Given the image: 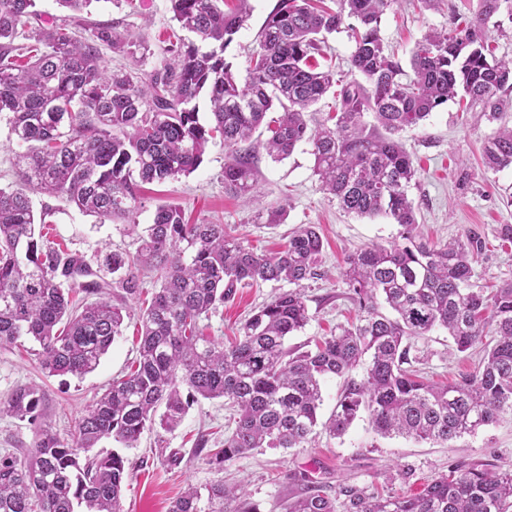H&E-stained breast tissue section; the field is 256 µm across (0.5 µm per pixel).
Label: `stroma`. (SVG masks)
<instances>
[{
	"instance_id": "35a3bbf8",
	"label": "stroma",
	"mask_w": 512,
	"mask_h": 512,
	"mask_svg": "<svg viewBox=\"0 0 512 512\" xmlns=\"http://www.w3.org/2000/svg\"><path fill=\"white\" fill-rule=\"evenodd\" d=\"M276 2L251 0L252 15L225 53L237 73L245 72L249 52ZM478 7L479 0H439L431 9L419 0H397L381 18V35L405 63L427 33L469 20ZM100 23L117 27L130 43L124 50L101 46L103 65L130 72L138 82L164 68L171 57L169 38L180 31L170 0H96L82 16L79 35L92 38ZM503 100L501 121L488 119L479 111H461L451 101L420 125L398 135L417 169L409 196L415 205L419 233L435 244L480 240L483 249L474 265L473 282L482 288L512 280V245L502 246L499 239L500 226L512 225V206L502 196L504 190H512V169L495 172L483 165L488 136L499 122L512 123V92L504 94ZM226 158L224 147L215 145L209 147L194 172L163 184L144 185L125 219L101 223L65 199L38 193L31 199L35 210L48 212L50 239L66 243L71 252L101 264L110 251L136 252L139 240L131 225L147 228L162 205L182 207L194 224L224 225L260 253L280 250L298 225H317L324 250L319 277L306 283L310 320L288 338L287 345L304 348L338 327L358 322L363 313L349 297L343 275L345 259L367 245L393 241L398 225L385 217L368 219L344 213L334 197L320 191L309 145L298 146L280 162L258 151V201L254 204L225 193ZM282 204L288 207L285 223H260L258 209ZM286 288L283 282H266L238 289L233 299L202 319L205 334L216 342H228L240 322ZM138 324L137 317L127 318L123 335L100 366L82 378L47 375L35 356L34 342H27L22 351L0 348V403L6 402L18 386H39L44 393L41 422L60 437H69L85 406L122 376L135 358ZM413 352L421 359L423 375L439 382L473 370L478 361L474 352H458L441 329L415 342ZM233 427L224 400L201 398L192 403L174 431H144L138 447L125 451L129 468L122 498L124 512H169L172 502L188 486L201 488L219 480L243 485L258 512H285L288 502L300 496L310 481L334 489L353 485L369 494L379 491L409 496L419 493L452 463L478 462L512 472L510 414L477 433L442 444L381 437L363 412L343 436L333 437L321 430L304 448H258L221 467L212 464L206 454L196 452L199 436H206L213 449ZM36 430L31 421L0 410V454L24 456Z\"/></svg>"
}]
</instances>
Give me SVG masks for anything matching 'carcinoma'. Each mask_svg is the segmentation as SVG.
<instances>
[{"label": "carcinoma", "mask_w": 512, "mask_h": 512, "mask_svg": "<svg viewBox=\"0 0 512 512\" xmlns=\"http://www.w3.org/2000/svg\"><path fill=\"white\" fill-rule=\"evenodd\" d=\"M231 12L224 0H171L173 18L194 34L149 82L111 71L96 48L72 29L21 31L38 19L37 0H0V113L10 114L21 187L0 188V347L39 344L50 376L94 372L122 335L126 302L143 292L141 270L156 272L159 288L140 310L141 341L130 371L112 381L76 421L68 439L49 426L18 458L0 456V512H122L127 458L90 451L110 437L135 448L155 425L177 428L197 397L223 398L235 427L210 459L221 466L256 448H303L312 439L322 382L367 362L363 378L347 383L323 423L344 435L366 411L380 435L446 443L512 414V280L488 296L472 287L478 240L432 245L416 234L408 197L415 169L396 139L461 95L490 119L502 112L500 93L512 90V58H488L485 28L504 0H479L463 27L432 31L410 57L413 76L380 34L381 17L397 0H277L257 36L245 76L225 52L250 17V0ZM354 50L335 127L312 130L305 112L334 85L313 63L324 36L345 19ZM24 42L18 43L16 39ZM96 39L128 46L115 29ZM206 94L212 124L199 121L196 99ZM272 137L262 144L275 161L302 143L311 146L320 189L357 217L385 216L398 239L350 255L344 276L361 323L327 336L315 348L286 346L310 319L303 282L314 279L323 242L314 224H301L280 251L264 254L232 237L222 224H189L178 206L156 209L138 253L107 256L112 282L61 244H44V220L28 192L64 197L100 221L131 212L142 183L164 182L195 170L210 144L228 151L224 190L253 197L257 147L253 132L273 108ZM373 114L374 123L364 120ZM485 166L512 168V126L495 131L483 149ZM286 281L293 288L254 311L227 347L203 335L199 320L242 284ZM95 296L73 305L71 292ZM388 307L394 316L381 311ZM448 331L458 351L481 347L473 371L448 383L425 380L413 368L414 341ZM41 395L17 388L7 411L33 417ZM170 512H257L246 493L220 480L188 487ZM288 512H512V473L483 464H452L418 494L380 497L343 486L332 497L312 483Z\"/></svg>", "instance_id": "carcinoma-1"}]
</instances>
